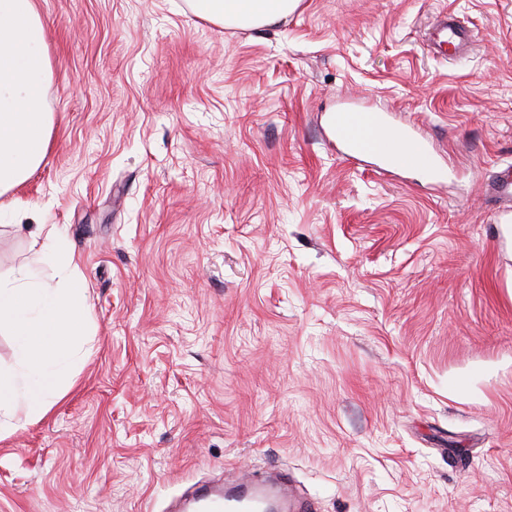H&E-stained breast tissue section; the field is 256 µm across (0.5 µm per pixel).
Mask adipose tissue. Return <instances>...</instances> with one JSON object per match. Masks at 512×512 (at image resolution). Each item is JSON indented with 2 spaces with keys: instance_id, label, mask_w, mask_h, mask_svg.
<instances>
[{
  "instance_id": "adipose-tissue-1",
  "label": "adipose tissue",
  "mask_w": 512,
  "mask_h": 512,
  "mask_svg": "<svg viewBox=\"0 0 512 512\" xmlns=\"http://www.w3.org/2000/svg\"><path fill=\"white\" fill-rule=\"evenodd\" d=\"M204 19L269 26L297 0H192ZM48 72L45 30L34 0H0V195L41 164L51 136L42 86Z\"/></svg>"
}]
</instances>
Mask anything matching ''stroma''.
I'll list each match as a JSON object with an SVG mask.
<instances>
[{"label":"stroma","mask_w":512,"mask_h":512,"mask_svg":"<svg viewBox=\"0 0 512 512\" xmlns=\"http://www.w3.org/2000/svg\"><path fill=\"white\" fill-rule=\"evenodd\" d=\"M52 134L0 196V277L52 224L89 333L0 434V512H168L288 469L319 512H512V0H36ZM475 30L430 52L442 13ZM369 95L447 177L336 155ZM297 0H193L194 13L204 19L231 20L246 26H269L288 15Z\"/></svg>","instance_id":"1"}]
</instances>
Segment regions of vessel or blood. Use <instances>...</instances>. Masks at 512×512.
<instances>
[{
  "label": "vessel or blood",
  "mask_w": 512,
  "mask_h": 512,
  "mask_svg": "<svg viewBox=\"0 0 512 512\" xmlns=\"http://www.w3.org/2000/svg\"><path fill=\"white\" fill-rule=\"evenodd\" d=\"M470 31L445 23L438 27L435 44L448 52L471 42ZM334 139L341 155L348 161L375 158L385 166L396 163L405 149L417 140L416 130L395 125L386 111L370 105L337 109ZM318 512L315 502L296 500L286 477L269 475L260 479L244 477L224 487L204 485L195 495L179 504L180 512Z\"/></svg>",
  "instance_id": "1"
}]
</instances>
